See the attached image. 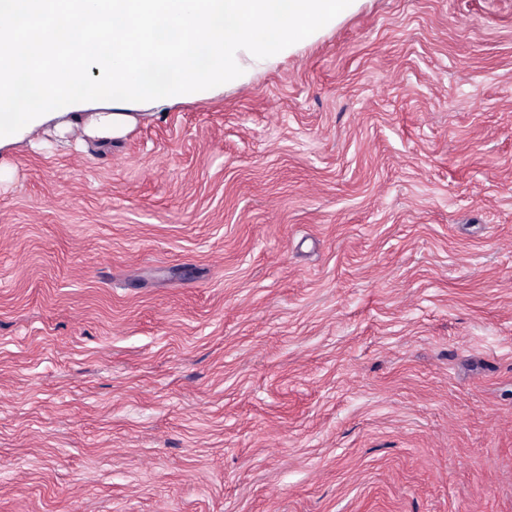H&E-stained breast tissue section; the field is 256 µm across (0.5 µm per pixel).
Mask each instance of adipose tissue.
Listing matches in <instances>:
<instances>
[{
    "label": "adipose tissue",
    "instance_id": "1",
    "mask_svg": "<svg viewBox=\"0 0 512 512\" xmlns=\"http://www.w3.org/2000/svg\"><path fill=\"white\" fill-rule=\"evenodd\" d=\"M354 0H65L54 32L45 0H0V129L24 135L49 123L37 60L65 42L77 63L56 75L82 98L111 95V111L81 116L91 138L122 136L130 104L204 97L247 82L287 56L296 40L335 23Z\"/></svg>",
    "mask_w": 512,
    "mask_h": 512
}]
</instances>
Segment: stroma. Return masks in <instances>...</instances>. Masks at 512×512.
<instances>
[{
  "label": "stroma",
  "mask_w": 512,
  "mask_h": 512,
  "mask_svg": "<svg viewBox=\"0 0 512 512\" xmlns=\"http://www.w3.org/2000/svg\"><path fill=\"white\" fill-rule=\"evenodd\" d=\"M133 114L0 148V512H512V0Z\"/></svg>",
  "instance_id": "obj_1"
}]
</instances>
